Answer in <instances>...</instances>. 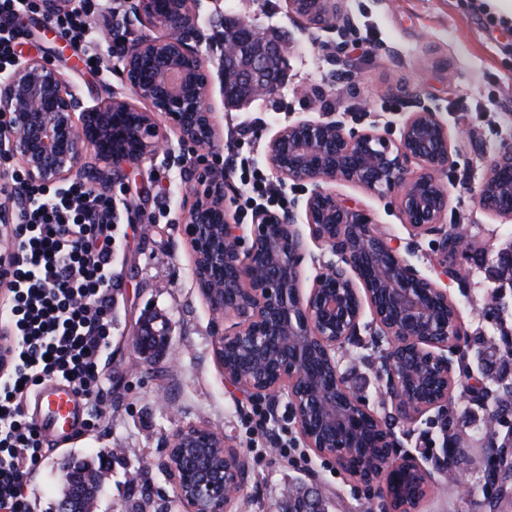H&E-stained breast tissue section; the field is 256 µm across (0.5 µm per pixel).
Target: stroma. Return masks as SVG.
<instances>
[{
	"mask_svg": "<svg viewBox=\"0 0 512 512\" xmlns=\"http://www.w3.org/2000/svg\"><path fill=\"white\" fill-rule=\"evenodd\" d=\"M353 26L345 34L292 22L287 0H205L206 33L221 38L224 17L245 18L288 45L279 95L234 107L224 99L219 78L224 52L204 46L212 72L211 102L221 141L213 151L178 143L169 133L172 154H159L123 181L112 198L121 215L112 228V334L95 402L97 419L78 425L67 438L45 443L31 468L24 495L30 512H53L63 495L55 474L69 460L91 466L103 484L93 512H182L168 508L173 487L160 468V448L174 430L204 425L250 461V475L237 512H286L285 490L315 489L326 512H388L376 488L353 479L328 457L306 447L286 399L276 405L232 385L215 355L213 315L196 283L194 254L184 233L186 202L195 180L190 169L240 168L262 164L269 138L282 126L322 112L344 118L363 113L364 124L397 133L409 101L440 112L456 147L445 179L446 222L467 225L472 247L457 255L456 280L448 284L469 336L481 352V367L456 371L448 425L434 413L413 426L406 444L419 460L455 457L458 484L434 474L428 496L414 512H512V470L499 468L489 483L485 446L487 412L469 398L475 381L512 383V357L505 353L501 328H512V288H498V251L512 244V222L490 218L478 206L474 188L498 149L512 143V21L501 24L474 0H340ZM17 56L33 55L57 67L86 104L106 91L129 96L119 75L102 80L89 70L69 39L60 37L38 4L20 16ZM369 37V54L356 45ZM345 201L360 205L399 251L418 268L436 253L433 237L411 239L392 197L344 183ZM499 301H492L493 289ZM166 324L168 341L158 357L140 355L133 334L144 319ZM383 355L370 341L338 353L349 392L378 410ZM492 494H485V484Z\"/></svg>",
	"mask_w": 512,
	"mask_h": 512,
	"instance_id": "1",
	"label": "stroma"
}]
</instances>
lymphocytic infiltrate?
<instances>
[{
    "mask_svg": "<svg viewBox=\"0 0 512 512\" xmlns=\"http://www.w3.org/2000/svg\"><path fill=\"white\" fill-rule=\"evenodd\" d=\"M111 2L72 0L52 19L63 37L82 44L85 59L103 76L108 67L95 17ZM24 194L27 204L4 249L11 359L0 373V512H28L22 479L44 445L23 412L31 386L60 378L91 398L112 333L111 196L79 183L55 190L33 184Z\"/></svg>",
    "mask_w": 512,
    "mask_h": 512,
    "instance_id": "1",
    "label": "lymphocytic infiltrate"
}]
</instances>
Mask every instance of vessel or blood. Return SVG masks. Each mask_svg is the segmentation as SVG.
<instances>
[{"mask_svg":"<svg viewBox=\"0 0 512 512\" xmlns=\"http://www.w3.org/2000/svg\"><path fill=\"white\" fill-rule=\"evenodd\" d=\"M80 413L72 386L60 380L46 382L33 401L32 416L40 432L50 438L64 437L69 423Z\"/></svg>","mask_w":512,"mask_h":512,"instance_id":"1","label":"vessel or blood"}]
</instances>
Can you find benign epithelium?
Masks as SVG:
<instances>
[{
    "mask_svg": "<svg viewBox=\"0 0 512 512\" xmlns=\"http://www.w3.org/2000/svg\"><path fill=\"white\" fill-rule=\"evenodd\" d=\"M125 8L129 22L160 31L128 43L117 67L148 109L110 91L86 106L63 73L38 57L17 59L0 72V156L17 161L23 184L88 181L109 194L127 169L172 152L163 123L182 144L211 148L220 142L209 105L212 74L203 63L202 0H168L162 11L156 0H125ZM288 17L322 29L342 19L337 0H288ZM287 50L256 23L238 20L224 29V59L245 64L224 71L222 83L243 82L254 97L277 94ZM263 158L279 181L311 186L301 209L261 208L246 229L230 214L224 176L204 168L195 173L198 188L185 216L195 279L210 310L219 319L229 312L238 318L216 336L215 354L222 363L224 349L236 348L250 373L226 367L224 376L260 397L286 396L306 446L354 478L381 481L384 500H392L384 461L410 468L430 486L431 472L403 450L395 428L437 411L443 456L435 464L448 460V400L467 333L444 284L455 277L454 255L471 244L463 225L445 222L448 125L417 103L399 138L391 139L375 126L349 129L336 113L324 112L280 128ZM336 182L391 195L414 237H436L437 278L418 270L369 215L343 201L330 188ZM476 198L488 215L512 221L511 143L486 165ZM309 239L332 259L319 262L305 292ZM364 331L373 344L386 345L383 417L354 399L339 375L337 352L361 343ZM361 413L382 432V458L356 459L355 442L346 438L350 430L359 432ZM161 466L185 512H230L249 473L246 456L224 433L197 425L167 438ZM59 480L64 495L55 512H72L80 489L98 484L73 462L61 465Z\"/></svg>",
    "mask_w": 512,
    "mask_h": 512,
    "instance_id": "1",
    "label": "benign epithelium"
}]
</instances>
